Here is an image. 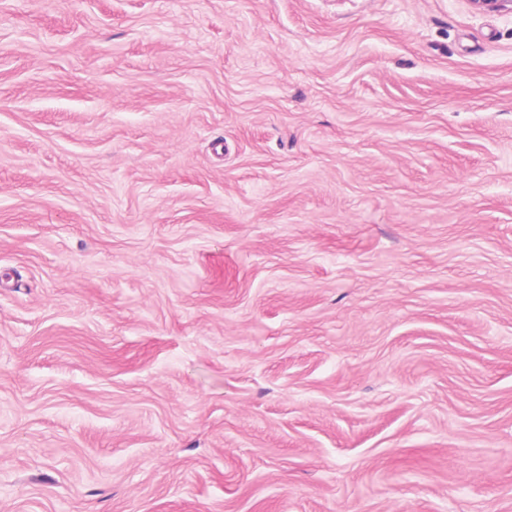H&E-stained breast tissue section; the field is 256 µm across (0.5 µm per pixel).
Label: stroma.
Returning <instances> with one entry per match:
<instances>
[{"instance_id":"1","label":"stroma","mask_w":512,"mask_h":512,"mask_svg":"<svg viewBox=\"0 0 512 512\" xmlns=\"http://www.w3.org/2000/svg\"><path fill=\"white\" fill-rule=\"evenodd\" d=\"M0 512H512V13L0 0Z\"/></svg>"}]
</instances>
